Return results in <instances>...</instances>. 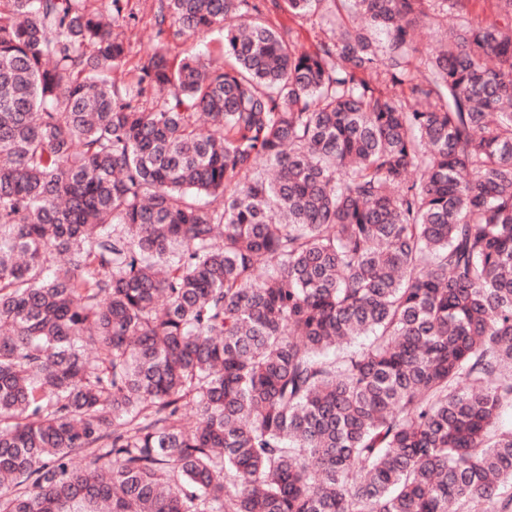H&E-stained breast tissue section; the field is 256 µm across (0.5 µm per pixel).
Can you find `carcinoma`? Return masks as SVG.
Listing matches in <instances>:
<instances>
[{"label":"carcinoma","instance_id":"cac0c4a2","mask_svg":"<svg viewBox=\"0 0 512 512\" xmlns=\"http://www.w3.org/2000/svg\"><path fill=\"white\" fill-rule=\"evenodd\" d=\"M91 2L0 0V512H512V0H162L120 84ZM269 8L271 18L283 27L285 30H290V33L295 41L304 44L306 47L310 46L316 41V36L323 37L322 30L326 29L325 22H322L318 16H313L308 19L294 18L288 12H284L272 7L270 0L266 2ZM466 17L473 26H485L494 22L504 23L502 17L497 14L496 8L489 0L471 2ZM442 30L429 25L421 26L418 35L419 52L416 53L411 66V75L421 77L427 67L428 53L442 37ZM221 35L218 32L212 33L205 39H193L186 36L169 37L173 54L182 55L185 52L199 54L204 62L214 58L217 48L221 42Z\"/></svg>","mask_w":512,"mask_h":512}]
</instances>
